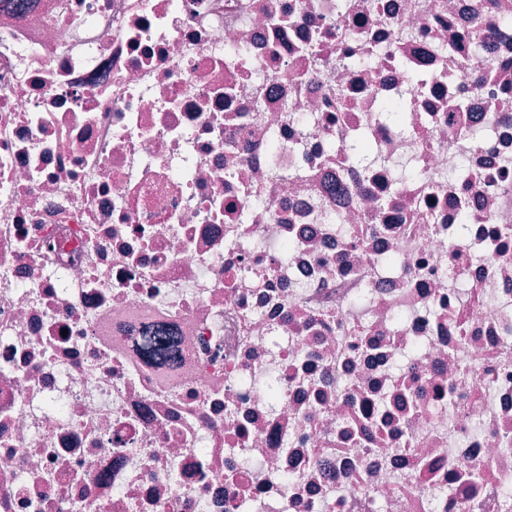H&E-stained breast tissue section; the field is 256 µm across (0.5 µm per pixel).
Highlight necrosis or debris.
Here are the masks:
<instances>
[{
	"label": "necrosis or debris",
	"instance_id": "1",
	"mask_svg": "<svg viewBox=\"0 0 512 512\" xmlns=\"http://www.w3.org/2000/svg\"><path fill=\"white\" fill-rule=\"evenodd\" d=\"M0 512H512L499 0L0 7ZM144 359L154 365H167L172 354V346L167 336L146 337L135 342Z\"/></svg>",
	"mask_w": 512,
	"mask_h": 512
}]
</instances>
